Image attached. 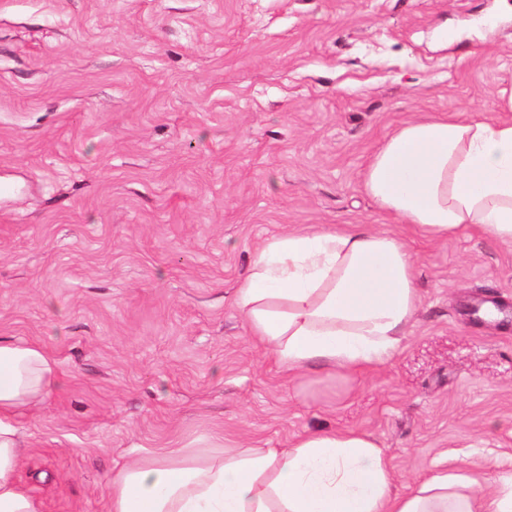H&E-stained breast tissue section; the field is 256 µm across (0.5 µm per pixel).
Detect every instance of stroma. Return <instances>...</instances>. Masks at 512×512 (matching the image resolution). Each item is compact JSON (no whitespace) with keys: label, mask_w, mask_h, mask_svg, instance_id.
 <instances>
[{"label":"stroma","mask_w":512,"mask_h":512,"mask_svg":"<svg viewBox=\"0 0 512 512\" xmlns=\"http://www.w3.org/2000/svg\"><path fill=\"white\" fill-rule=\"evenodd\" d=\"M500 0H0V339L65 379L17 425L43 512H105L125 463L360 430L393 491L512 474V249L421 236L361 172L401 122L490 106ZM367 224L406 241L399 352L288 377L234 292L262 244Z\"/></svg>","instance_id":"1"}]
</instances>
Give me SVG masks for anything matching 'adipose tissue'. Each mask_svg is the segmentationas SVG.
<instances>
[{
	"mask_svg": "<svg viewBox=\"0 0 512 512\" xmlns=\"http://www.w3.org/2000/svg\"><path fill=\"white\" fill-rule=\"evenodd\" d=\"M490 109L400 124L365 167L364 192L426 237L470 228L512 248V80ZM420 301L405 242L365 224L267 241L235 295L251 336L291 374L387 363ZM59 384L43 346L0 340V512H43L17 478L29 445L16 418ZM393 479L371 434L328 431L205 461L172 451L134 462L110 478L107 512H512V475L480 494L468 491L473 477L454 472L405 494L393 493Z\"/></svg>",
	"mask_w": 512,
	"mask_h": 512,
	"instance_id": "ef3b65f1",
	"label": "adipose tissue"
}]
</instances>
